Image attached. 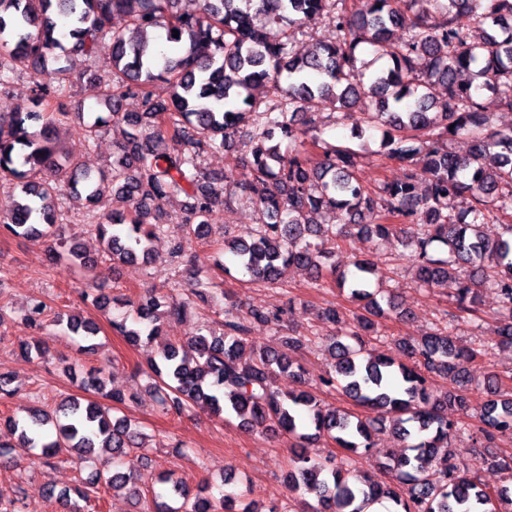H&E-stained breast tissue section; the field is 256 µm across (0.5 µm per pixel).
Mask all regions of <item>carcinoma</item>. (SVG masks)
<instances>
[{
	"label": "carcinoma",
	"mask_w": 512,
	"mask_h": 512,
	"mask_svg": "<svg viewBox=\"0 0 512 512\" xmlns=\"http://www.w3.org/2000/svg\"><path fill=\"white\" fill-rule=\"evenodd\" d=\"M179 2L0 0V82L20 70L34 79L30 104L0 114V182L11 185L0 229L17 239L50 241L52 257L65 256L89 272L95 261L76 239L65 238L57 207L62 195L94 204L108 193L118 204L92 225L114 267L153 259L163 228L155 212L167 199L186 196L181 223L198 235L217 206L248 196L262 220L219 252L232 255L251 279L271 285L293 266L309 270L316 282L326 271L335 276L362 312L348 322L333 306L322 311L323 324L336 328L333 372L324 383L377 417L367 421L329 407L305 390L279 392V375L302 381V366L289 355L304 347L302 340L288 338L285 352L249 344L252 323L276 325L283 312L242 314L232 304L224 308L222 333L168 343L160 361L142 370L163 410L182 416L207 408L252 427L275 425L292 440L289 494L317 500L305 512H365L374 503L393 512H507L512 486L482 487L454 461L449 444L468 432L482 463L512 474V456L489 451L512 435V394L499 378L484 381L487 399L476 409V424L464 427L451 416L471 408V379L461 362L495 346L512 349V236L491 239L484 231L494 212L512 211V128L496 127L480 102L492 91L500 108L512 111V0H370L361 14L348 13L345 0H186L198 8L178 11ZM461 15L473 26L459 25ZM116 17L126 25L115 27ZM318 18L334 25L336 40L295 54L296 34ZM397 30L405 32L399 41ZM106 37L112 75L124 92L105 93L107 111L87 121L68 106L70 77ZM361 45L389 64L370 73L359 68ZM283 77L287 86L275 99L249 102L252 88ZM158 82L167 96L154 91ZM128 95L141 99L142 111H123ZM326 108L337 124L353 121L354 137L384 127L382 156L403 178L370 188L359 174L357 150L321 147L318 117ZM122 122L133 131L116 146L110 171L92 172L80 149L101 128ZM243 129L253 143L251 179H239L235 168L204 173L201 158L231 148ZM461 136L470 142L463 155L451 148ZM319 148L316 160L312 151ZM327 211L336 213L337 223L315 221ZM355 234L409 246L419 287L454 284L457 312L444 326L400 343L394 355L367 350L366 338L385 313L384 290L373 284L371 260L336 265L340 243ZM482 288L500 298L498 341L464 347L453 336L477 311ZM217 295L213 283L197 279L181 295L154 287L135 299L112 298L88 285L82 299L102 311L114 303L130 309L111 326L138 343L162 335L164 323L181 319L194 300L208 303ZM50 311L33 298L26 321L40 331ZM54 322L86 339L99 333L78 313L57 312ZM434 376L448 380V388L435 391ZM79 388L114 403L126 400L106 390L100 368L88 370ZM5 423L16 443L0 439V466L25 459L50 464L63 451L86 463L105 453L96 481L141 497L142 476L129 459V451L142 447L140 433L111 418L109 405L70 394L49 410ZM386 427L409 452L388 458L393 485L380 487L368 482L357 458L374 450L375 432ZM311 437H327L349 455L338 464L305 456L300 443ZM156 482L166 486V499L152 497L150 512H258L244 503L242 491L192 497L173 472Z\"/></svg>",
	"instance_id": "carcinoma-1"
}]
</instances>
